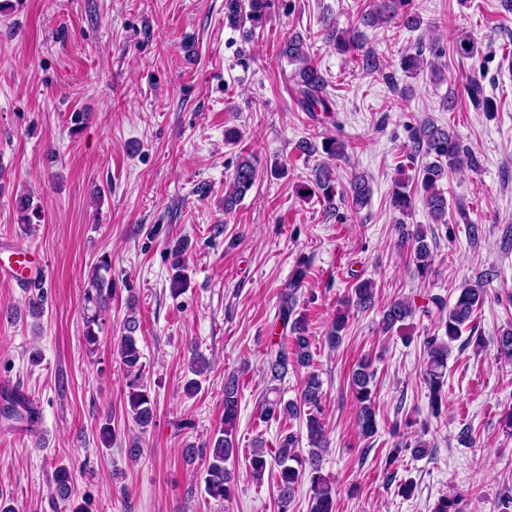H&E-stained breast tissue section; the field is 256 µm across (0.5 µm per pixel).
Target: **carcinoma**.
<instances>
[{
  "label": "carcinoma",
  "instance_id": "1",
  "mask_svg": "<svg viewBox=\"0 0 512 512\" xmlns=\"http://www.w3.org/2000/svg\"><path fill=\"white\" fill-rule=\"evenodd\" d=\"M406 0H371L368 9L362 14L360 24L370 27L383 26L393 21L397 16L403 17L406 26L414 28L420 25L418 17L406 12ZM268 7V0H224V14L231 26L240 24L247 19L252 24H258ZM323 35L336 53L348 55L354 59L358 68L366 72L380 70V64L375 54L365 49L363 31L358 28L343 29L337 26L336 20L324 17ZM456 52L466 58H473L478 54V43L469 35H462L455 39ZM280 53L288 62L296 65L295 69V98L301 111L317 118L319 112H330L335 105L328 92V81L320 68L313 62L306 40L296 33L288 37L281 47ZM473 107L478 112H493L496 102L487 95L483 84V76L477 72L470 75L465 84ZM299 148L307 155L322 151L329 160L345 157L346 144L333 137H325L321 145L304 141ZM414 152L424 155L428 162L422 168L419 184V197L423 207L427 210L430 220L434 224L448 223V197L438 186L444 177L454 173L463 166L477 168L479 160L474 153L465 148L456 135L447 129L426 120L415 129L413 137ZM277 176L280 168L277 166L263 171L257 168L256 163L249 156H243L237 161L234 173L224 191V212L230 213L238 202L255 185L260 173ZM305 194L320 196L328 202L334 199L349 200L351 206L358 209L367 204L371 190L368 181L361 175H354L348 186L342 191H336L335 178L332 175L330 164L323 163L315 169L314 178L310 183L302 186ZM408 190V183L404 180L395 182L390 195L389 205L403 216L411 214L415 199ZM455 215L457 224L466 225L470 241L476 242L482 235V227L473 221L469 212L462 204H456ZM399 238L397 246L408 248L417 274L425 277L433 271L434 251L427 242L426 232L418 227L408 229L407 225L398 224ZM185 242L177 241L169 246L172 259L171 266L175 273L170 282V293L178 296L183 293L187 282L185 274L184 253ZM112 259L104 254L92 269L89 285L85 291L84 340L88 348H94L98 343V331L103 311L112 298ZM306 276V270L299 268L288 280L287 286L280 293V306L278 316L283 326L289 328L290 337L282 336L280 341L271 342L266 349V374L271 381H280L288 374L290 365L295 364L307 367L312 362V341L306 335L307 328L303 317L295 315L298 293ZM37 288L36 296L28 300L27 311L33 317H41L44 313V291L41 283L33 282ZM376 297L373 281L367 279L358 281L351 288L350 294L340 301V308L328 327L324 341L331 348H337L343 339V332L348 324L351 311H365L370 309ZM486 297L484 289L477 286L466 285L459 288V293L453 305L439 295L427 297V303L416 306L411 299H397L392 301L383 310V329L391 332L404 325L405 321L419 311L422 315L434 318L438 327L444 329V335L427 336L423 340L426 354L425 381L429 391V406L431 414L440 416L446 403L443 393L444 378L448 368L449 344L461 336L462 327L471 322V318L481 306ZM140 330V322L134 312H128L123 321L122 333L118 337L117 356L123 367L126 377V412L128 416L140 427L141 432L155 425V398L151 395L144 376L145 364L143 354L138 345L136 333ZM208 370V362L200 357L191 359L188 366V375L185 376L183 392L188 397H195L202 389L201 377ZM375 379L374 369L367 360L358 362L357 368L351 376V387L357 401V425L365 438L372 437L377 430L376 404L372 385ZM278 393L277 387L266 390L261 404L264 418H272L276 414L296 416L300 413L306 415V429L308 443L311 449L308 454L300 453V438L294 432L285 431L280 436L279 448L273 460H268L261 445L257 444L251 451L250 469L253 479L260 481L266 470L277 468L275 485L280 512H288V506L295 497L296 489L303 479L310 482V512H336V490L333 485L321 474L320 451L324 438V425L319 414L322 411V382L319 375L312 373L306 378L301 390L299 400L282 401L281 397L269 398V394ZM240 385L235 376L224 379V419L222 426L214 431L207 445L197 448L188 444L181 449L185 462L195 463L202 460L201 484L204 494L215 500L228 502L232 499L236 485L235 471L228 467V463L238 454L235 448L236 425L239 409ZM0 416L8 420L25 422L31 427L35 421V411L27 399L16 392H5L0 395ZM116 431L112 427L111 417L107 416L99 424L98 438L105 448H109L115 438ZM411 452L414 457H421L428 452V444L422 440L415 443H401L394 447L386 460V465H393L400 455ZM75 473L66 466H59L53 473V494L61 501L68 503L67 512H90V502L71 501L72 487Z\"/></svg>",
  "mask_w": 512,
  "mask_h": 512
}]
</instances>
